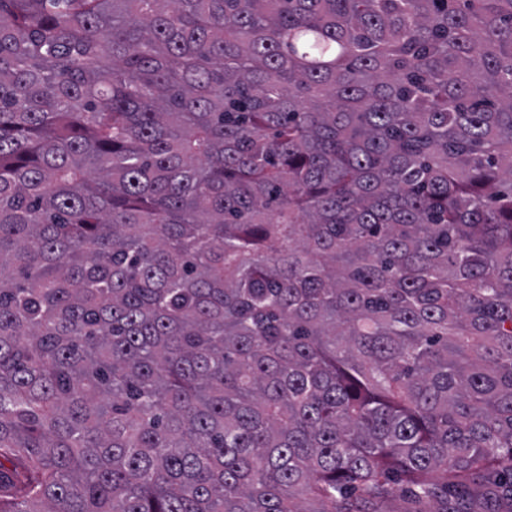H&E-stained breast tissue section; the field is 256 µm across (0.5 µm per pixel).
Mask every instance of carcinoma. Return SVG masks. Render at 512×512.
Here are the masks:
<instances>
[{"label":"carcinoma","mask_w":512,"mask_h":512,"mask_svg":"<svg viewBox=\"0 0 512 512\" xmlns=\"http://www.w3.org/2000/svg\"><path fill=\"white\" fill-rule=\"evenodd\" d=\"M512 512V0H0V512Z\"/></svg>","instance_id":"1"}]
</instances>
